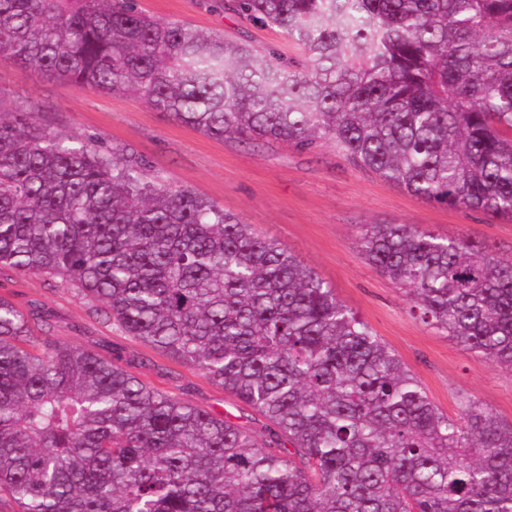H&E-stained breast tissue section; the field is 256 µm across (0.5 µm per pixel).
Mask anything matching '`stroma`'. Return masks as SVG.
Segmentation results:
<instances>
[{
    "label": "stroma",
    "mask_w": 512,
    "mask_h": 512,
    "mask_svg": "<svg viewBox=\"0 0 512 512\" xmlns=\"http://www.w3.org/2000/svg\"><path fill=\"white\" fill-rule=\"evenodd\" d=\"M137 8L169 22L247 39L284 59L300 54L278 29L252 25L215 0H137ZM25 101L37 105V120L46 130L90 136L108 151L142 159L161 181L191 188L285 245L417 376L442 413L456 416L459 399L467 393L512 424V371L495 367L448 333L414 318L404 291L367 264L355 243L369 224H418L443 237H467L512 259V218L493 219L418 200L351 165L330 141L305 150L283 141L217 140L163 120L136 95L83 89L39 67L18 65L0 52V113L15 111ZM0 295L23 306L37 305L51 338L118 359L146 384L266 434L262 415L202 371L93 318L74 287L52 286L44 276L5 269L0 271Z\"/></svg>",
    "instance_id": "35a3bbf8"
}]
</instances>
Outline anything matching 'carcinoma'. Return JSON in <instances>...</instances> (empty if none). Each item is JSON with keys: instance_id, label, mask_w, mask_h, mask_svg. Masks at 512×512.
<instances>
[{"instance_id": "cac0c4a2", "label": "carcinoma", "mask_w": 512, "mask_h": 512, "mask_svg": "<svg viewBox=\"0 0 512 512\" xmlns=\"http://www.w3.org/2000/svg\"><path fill=\"white\" fill-rule=\"evenodd\" d=\"M224 8L300 58L136 0H0V51L213 138L331 140L417 199L512 217V0ZM357 247L413 315L512 370L511 260L417 224H370ZM2 267L75 287L272 425L259 437L41 338L0 295V495L17 512H512L511 424L470 394L443 414L286 246L23 105L0 115Z\"/></svg>"}]
</instances>
